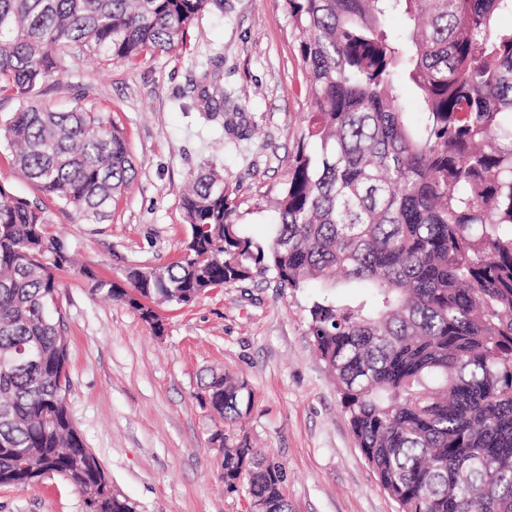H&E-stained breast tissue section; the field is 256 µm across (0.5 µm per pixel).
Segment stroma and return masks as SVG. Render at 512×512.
<instances>
[{"mask_svg":"<svg viewBox=\"0 0 512 512\" xmlns=\"http://www.w3.org/2000/svg\"><path fill=\"white\" fill-rule=\"evenodd\" d=\"M215 61L224 109L207 114L196 108L199 78ZM39 100L58 111L105 113L124 131L137 167L108 221L89 224L60 205L46 213L49 234L73 261L57 273L69 338L67 405L114 491L137 512H248V493L227 491L224 454L210 442L221 420L205 390L228 373L253 394L231 431L283 464L289 512H398L307 334L319 289L283 290L273 277H255L187 306L160 304L158 336L90 282L176 261L188 236L181 191L204 168L223 174L243 232L268 241L307 109L284 0L210 5L180 51L119 64L65 57ZM0 512H85V504L50 475L0 486Z\"/></svg>","mask_w":512,"mask_h":512,"instance_id":"1","label":"stroma"}]
</instances>
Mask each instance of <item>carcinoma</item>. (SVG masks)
<instances>
[{
  "instance_id": "carcinoma-1",
  "label": "carcinoma",
  "mask_w": 512,
  "mask_h": 512,
  "mask_svg": "<svg viewBox=\"0 0 512 512\" xmlns=\"http://www.w3.org/2000/svg\"><path fill=\"white\" fill-rule=\"evenodd\" d=\"M0 0V123L17 170L43 195L0 185V484L49 472L86 512H128L69 414V343L46 234V202L87 223L110 217L135 166L102 113L32 101L72 50L122 62L178 51L210 2ZM308 112L265 245L231 223L224 178L202 169L182 198L184 257L130 267L122 282L84 275L139 313L189 305L213 288L271 273L309 307L307 334L336 382L368 466L401 512H512V0H285ZM403 21L395 33L385 20ZM424 119L407 117L406 90ZM199 108L224 111L220 72L202 73ZM320 142L311 154L306 141ZM225 423L250 410L247 384L212 378ZM224 484L288 512L285 471L248 437L215 431Z\"/></svg>"
}]
</instances>
